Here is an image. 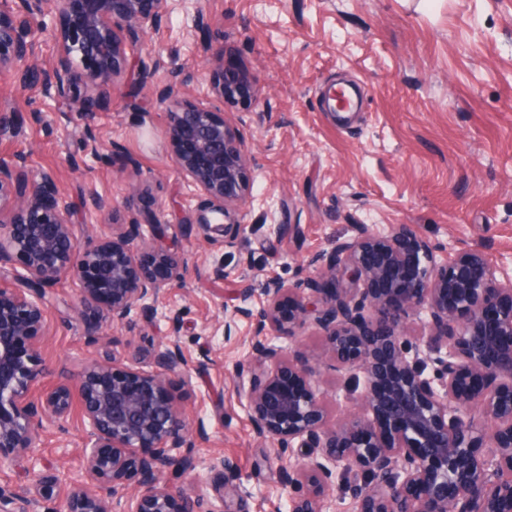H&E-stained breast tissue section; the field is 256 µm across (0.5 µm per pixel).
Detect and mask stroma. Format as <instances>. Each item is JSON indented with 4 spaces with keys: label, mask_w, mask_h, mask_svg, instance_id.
<instances>
[{
    "label": "stroma",
    "mask_w": 512,
    "mask_h": 512,
    "mask_svg": "<svg viewBox=\"0 0 512 512\" xmlns=\"http://www.w3.org/2000/svg\"><path fill=\"white\" fill-rule=\"evenodd\" d=\"M49 24L30 21L34 86L0 71V110L24 121L20 135L0 137V163L54 172L79 237L164 217L161 242L186 258L187 270L164 288L157 316L104 323L96 341L74 310L73 284L61 281L46 295L47 355L56 371L75 372L105 350L135 347L149 370L170 319L179 318L192 378L171 390L205 428L187 441L198 462L187 492L204 494L219 512L210 466L223 458L235 466L241 512H288L280 463L233 390V367L249 356L264 306L261 294L242 290L271 277L292 285L315 276L310 257L335 252L358 224L381 233L407 224L436 248L482 250L512 275V0H171L88 117L75 110L84 85L56 92ZM205 38L223 47V59L204 55ZM230 67L247 80L248 100L214 97ZM343 78L361 91L347 122L321 102ZM174 86L190 103L246 116L254 183L251 198L230 207L242 226L232 245L202 229L210 202L174 165L160 104ZM253 224L264 233L251 234ZM253 256L260 265L248 266ZM237 307L248 314L225 335L224 314ZM296 344L319 364L331 423L352 414L322 331L309 326ZM83 437L78 419L46 424L36 461L0 466V485L25 488L37 468L77 476Z\"/></svg>",
    "instance_id": "obj_1"
}]
</instances>
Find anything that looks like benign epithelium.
<instances>
[{
	"label": "benign epithelium",
	"instance_id": "benign-epithelium-1",
	"mask_svg": "<svg viewBox=\"0 0 512 512\" xmlns=\"http://www.w3.org/2000/svg\"><path fill=\"white\" fill-rule=\"evenodd\" d=\"M29 16L49 15L59 42L54 70L80 78L99 95L127 60L121 35L145 30L168 0H24ZM31 29L0 5V70L19 79L37 75L30 63ZM166 103L168 138L182 176L212 203L200 225L232 244L239 224L225 207L251 190L248 146L239 125L222 112L179 100ZM15 112L0 113V135L17 133ZM48 172L0 164V465L26 457L44 423L64 421L78 404L84 426L82 472L62 479L40 472L16 490L0 486V512H205V499L183 481L198 463L182 451L191 423L170 386L191 382L177 323L142 368L137 351L90 359L53 388L40 390L47 367L46 290L63 279L75 285L74 305L91 319L122 326L138 312L157 313L161 290L184 277L171 249L147 239L159 217L109 232L74 236L68 204ZM20 265H12L14 260ZM310 265L293 288L270 279L260 288L265 308L251 339V356L233 368L234 389L255 436L288 462L281 477L290 512H327L343 486L352 512H512V280H501L480 251L435 248L409 225L387 235L358 224L332 255ZM325 332L340 387L357 411L327 422L315 383L319 366L296 339L308 319ZM212 484L221 502L238 495L225 483L231 465L220 459Z\"/></svg>",
	"mask_w": 512,
	"mask_h": 512
}]
</instances>
